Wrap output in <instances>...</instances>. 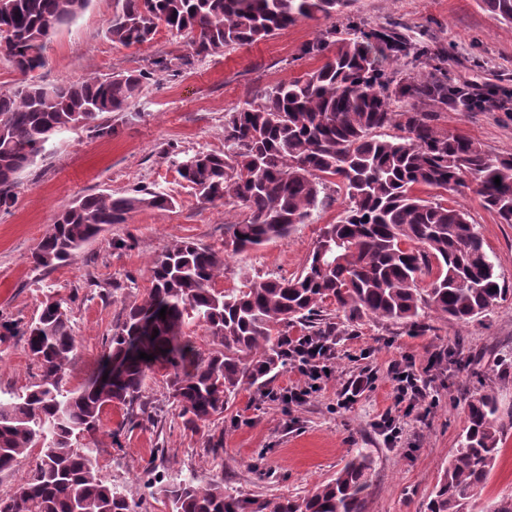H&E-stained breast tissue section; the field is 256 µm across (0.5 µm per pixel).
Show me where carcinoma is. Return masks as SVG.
Wrapping results in <instances>:
<instances>
[{"mask_svg":"<svg viewBox=\"0 0 512 512\" xmlns=\"http://www.w3.org/2000/svg\"><path fill=\"white\" fill-rule=\"evenodd\" d=\"M90 0H0V48L27 76L44 65L45 45ZM353 0H114L106 33L124 47L153 39L158 27L191 37L194 56L265 40L301 19L342 14ZM512 23V0H481ZM397 22L351 23L327 30L300 50L325 57L318 68L267 88L224 118V151H199L176 162L181 179L203 203L243 212L224 225V249L176 240L150 267L151 286L126 310L108 351L77 390L64 388L77 340L69 300L49 297L19 329L4 322L0 341L23 331L38 381L0 398V473L35 457L29 476L0 495V512H136L101 475L91 443L105 407L126 408L129 424L145 414L149 375L164 372L168 403L196 431L224 414L239 393L267 386L287 360L288 329L334 336L327 307L349 323L372 318L419 332L434 321L469 323L512 290L465 209L424 198L421 187L454 194L466 188L502 224H512V155L482 146L434 123L448 108L447 51L408 40ZM434 62L430 71L399 76L409 54ZM146 73L127 71L52 88L26 82L0 96V208L10 206L16 175L58 134L123 111ZM500 178V184L494 178ZM343 200L336 222L319 229L302 269L286 278H247L218 291L229 255L289 236L324 207L329 192ZM162 191L87 195L64 209L32 252L37 268L71 263L105 227L142 209H165ZM427 287H421L424 280ZM166 308L165 317L159 310ZM205 328L213 348L187 334ZM144 352L152 360L139 358ZM120 371L113 375L110 367ZM503 429L494 393L468 405L458 448L441 470L427 512H473L495 467ZM370 464L356 454L336 477L301 500L273 499L254 512H364ZM170 512H247L249 503L224 491V481L195 475L157 488Z\"/></svg>","mask_w":512,"mask_h":512,"instance_id":"cac0c4a2","label":"carcinoma"}]
</instances>
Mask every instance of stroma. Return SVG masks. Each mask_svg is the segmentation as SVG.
I'll return each mask as SVG.
<instances>
[{
	"label": "stroma",
	"mask_w": 512,
	"mask_h": 512,
	"mask_svg": "<svg viewBox=\"0 0 512 512\" xmlns=\"http://www.w3.org/2000/svg\"><path fill=\"white\" fill-rule=\"evenodd\" d=\"M112 10L113 0H90L83 13L50 37L45 65L32 79L54 86L146 70L150 77L141 94L125 110L103 114L111 135L80 128L54 137L19 175L12 206L0 209V320L23 325L47 297L72 298L78 344L67 389L80 388L96 369L125 308L140 301L149 287L154 258L185 238L223 248L225 225L241 218L232 208L199 202L178 175L174 155L223 151L225 113L277 81L318 67L320 58L300 56L299 49L326 29L343 27L350 17L370 24L395 19L410 39L447 48L451 85L471 81L482 94H495L500 105L484 112L443 111L437 125L479 142L490 154L512 153V23L485 10L479 0H354L348 15L301 20L265 40L204 59L193 57L189 37L164 29L140 46L114 45L106 33ZM171 53L190 57V65L178 72L154 69L155 60ZM141 189L169 194L173 207L139 210L127 223L106 227L70 265L33 266V248L74 200ZM453 199L468 210L498 273L512 288V224L499 223L471 191ZM342 209L341 198L331 197L290 237L231 259L217 289L237 287L247 276H293L312 251L320 227ZM120 239L126 248H115ZM336 332L342 377L362 367L360 353L366 348L372 349L379 371L373 388L353 408L337 409L333 383L290 411L262 399L254 386L243 390L223 417L193 432L168 409L166 382L158 373L145 388L153 415L126 426L120 406L104 410L96 444L103 475L141 499V512H169L163 498L143 495L141 473L147 462H155L169 480L191 474L223 479L225 488L257 502L304 497L362 453L371 463L365 512H426L440 470L459 444L468 403L495 391L500 416L512 418V295L467 324L438 321L432 330L417 332L366 318L339 322ZM440 349L447 356L435 376L436 400L427 422L409 419L406 443L386 447L374 423L392 404L388 364L409 355L423 365ZM36 373L24 337L0 342V397L21 392ZM214 435L224 441L216 456L207 450ZM499 446L501 454L481 493L485 502L512 496V427L504 430ZM159 448L165 454L158 458L154 452Z\"/></svg>",
	"instance_id": "stroma-1"
}]
</instances>
